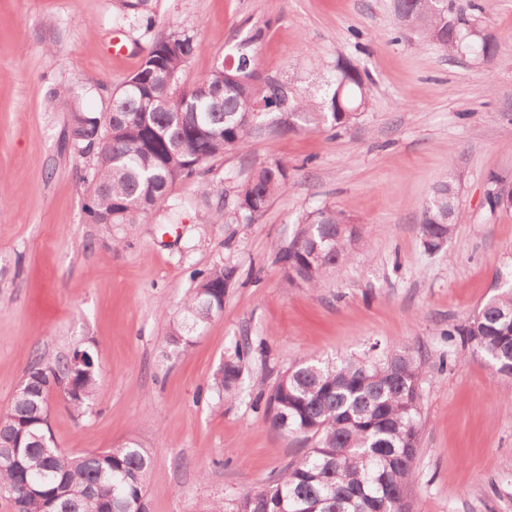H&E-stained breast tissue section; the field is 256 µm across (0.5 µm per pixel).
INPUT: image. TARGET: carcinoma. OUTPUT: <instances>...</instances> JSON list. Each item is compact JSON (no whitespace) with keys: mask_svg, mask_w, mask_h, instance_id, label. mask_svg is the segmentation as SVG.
Masks as SVG:
<instances>
[{"mask_svg":"<svg viewBox=\"0 0 512 512\" xmlns=\"http://www.w3.org/2000/svg\"><path fill=\"white\" fill-rule=\"evenodd\" d=\"M412 29L454 53L465 50L494 57L499 41L473 28L454 12L453 0H400ZM174 47L152 46L140 74L151 77L145 108L136 89L112 93L108 111L70 112L68 140L73 152L90 159L88 223L136 224L148 212L171 208L173 185L201 173L228 151L243 152L265 132L299 128H347L369 105V87L358 66L336 59L326 98L289 94L288 111L273 109L278 86L271 76L219 67L193 87L180 77L194 51L195 36L171 33ZM292 169L279 159L257 166L231 187L229 202L208 207L205 224H245L253 212L288 189ZM491 212L512 210V187L490 178ZM459 212L455 188L445 182L426 205L420 232L426 251L438 252L452 236ZM362 228L345 213L318 209L299 223L288 242L273 247L275 262L291 286L318 288L363 245ZM232 267L199 269L196 285L180 306L166 339L175 354L224 308ZM496 292L454 332L497 373L512 376V267L497 275ZM250 347L237 344L212 374L210 391L220 401L237 399ZM34 359L10 408L0 413V500L11 512H147L146 476L152 449L128 441L108 450L71 455L58 448L48 408L56 392L77 419L92 409L99 386L96 359L83 356ZM422 368L401 346L359 356L313 359L277 378L265 400L270 425L307 446L264 487L237 498L232 512H409L414 460L422 417Z\"/></svg>","mask_w":512,"mask_h":512,"instance_id":"obj_1","label":"carcinoma"}]
</instances>
